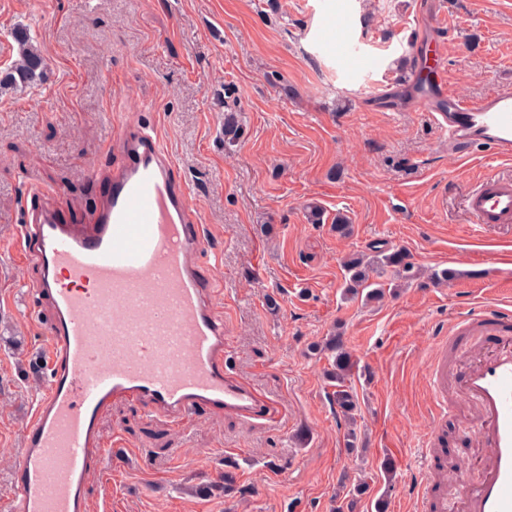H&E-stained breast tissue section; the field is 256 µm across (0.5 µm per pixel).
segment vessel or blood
Wrapping results in <instances>:
<instances>
[{
  "label": "vessel or blood",
  "mask_w": 512,
  "mask_h": 512,
  "mask_svg": "<svg viewBox=\"0 0 512 512\" xmlns=\"http://www.w3.org/2000/svg\"><path fill=\"white\" fill-rule=\"evenodd\" d=\"M428 57H418L411 82L449 150L485 147L512 159V90L479 102L425 82ZM121 161L106 177L103 197L87 220L73 224L30 189L25 252L38 270L27 294L50 308L47 385L31 410L0 512H90L92 478L106 457L102 419L113 401L148 407L173 424L199 410L267 419L274 405L231 371L214 284L199 273L206 247L198 209L160 140L124 130ZM465 209L480 228L512 225V176L487 174ZM493 337L456 379L448 358L460 343ZM428 383L432 421L422 440L432 457L439 423L453 410L449 390L472 402L482 448L480 477L459 475L460 512H512V307L498 303L452 319L431 346Z\"/></svg>",
  "instance_id": "1"
}]
</instances>
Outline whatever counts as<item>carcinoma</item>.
I'll use <instances>...</instances> for the list:
<instances>
[{
  "label": "carcinoma",
  "mask_w": 512,
  "mask_h": 512,
  "mask_svg": "<svg viewBox=\"0 0 512 512\" xmlns=\"http://www.w3.org/2000/svg\"><path fill=\"white\" fill-rule=\"evenodd\" d=\"M14 40L18 45V59L10 68L0 71V92L23 90L46 79L48 63L32 44L27 29L20 27L15 30ZM344 266L349 274L344 295L355 298L363 293L366 301L374 303L383 301L387 294L396 292V289L372 287L369 283L370 271L377 268H391L398 278L407 283L420 277L419 271L415 269L408 254L403 250L378 252L368 256L353 254L344 262ZM324 349L333 354V370L328 373V376L335 380L336 390L330 394V397L352 423L357 402L346 381L355 370L357 361L353 359L351 351L346 348L343 337L338 334L330 337Z\"/></svg>",
  "instance_id": "carcinoma-1"
}]
</instances>
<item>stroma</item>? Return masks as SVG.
Returning a JSON list of instances; mask_svg holds the SVG:
<instances>
[{"mask_svg": "<svg viewBox=\"0 0 512 512\" xmlns=\"http://www.w3.org/2000/svg\"><path fill=\"white\" fill-rule=\"evenodd\" d=\"M426 11L443 21L447 91L476 102L512 88V0H0V71L18 57L20 25L49 62L41 85L0 94V501L46 384L32 364L49 306L12 296L38 274L15 241L25 191L41 187L45 204L83 223L100 174L120 161L118 132L139 125L168 148L205 226L199 267L218 286L227 363L280 415L202 410L178 426L113 402L95 479L110 485L112 512H415L430 346L457 313L512 303V227L472 240L464 209L467 191L512 173V160L450 153L403 79ZM345 43L375 67L346 60ZM312 202L323 223H308ZM396 249L420 279L380 303L344 299L348 255ZM444 269L455 279L431 280ZM336 332L358 361L351 423L329 398L319 349ZM469 416L457 398L443 425V448L463 460L479 453ZM228 470L236 491L200 494ZM346 471L367 482L351 511Z\"/></svg>", "mask_w": 512, "mask_h": 512, "instance_id": "1", "label": "stroma"}]
</instances>
